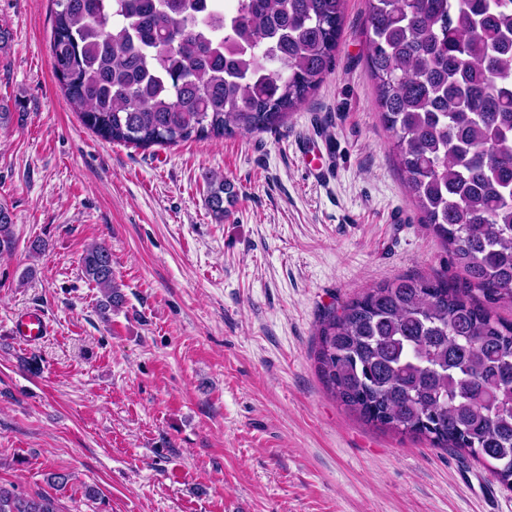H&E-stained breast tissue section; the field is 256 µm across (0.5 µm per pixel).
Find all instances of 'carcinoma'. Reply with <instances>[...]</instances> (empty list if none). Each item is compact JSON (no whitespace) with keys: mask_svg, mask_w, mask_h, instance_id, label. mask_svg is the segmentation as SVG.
Listing matches in <instances>:
<instances>
[{"mask_svg":"<svg viewBox=\"0 0 512 512\" xmlns=\"http://www.w3.org/2000/svg\"><path fill=\"white\" fill-rule=\"evenodd\" d=\"M53 72L89 129L135 148L276 130L332 70L346 0H50ZM375 105L410 201L459 282L399 277L327 313L317 369L362 422L459 448L512 489V0H365ZM224 219L231 184L206 177ZM0 204V253L14 244ZM102 318L123 299L104 243L81 258ZM0 512H58L0 486Z\"/></svg>","mask_w":512,"mask_h":512,"instance_id":"carcinoma-1","label":"carcinoma"}]
</instances>
